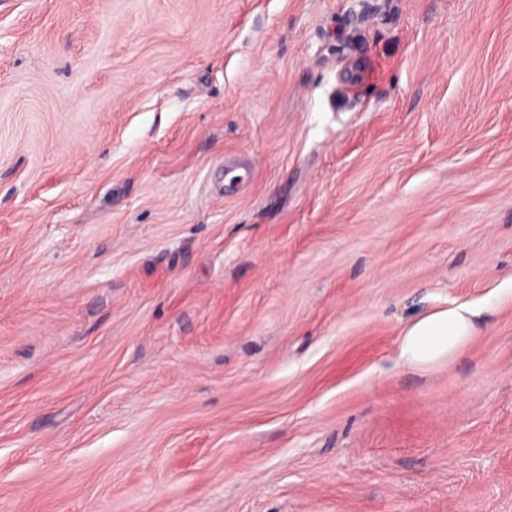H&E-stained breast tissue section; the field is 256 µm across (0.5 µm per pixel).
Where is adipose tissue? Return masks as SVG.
<instances>
[{
  "instance_id": "1",
  "label": "adipose tissue",
  "mask_w": 512,
  "mask_h": 512,
  "mask_svg": "<svg viewBox=\"0 0 512 512\" xmlns=\"http://www.w3.org/2000/svg\"><path fill=\"white\" fill-rule=\"evenodd\" d=\"M479 313L473 304L458 303L421 317L402 336L400 360L412 367H428L452 357L471 340Z\"/></svg>"
}]
</instances>
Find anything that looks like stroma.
<instances>
[{"label": "stroma", "instance_id": "obj_1", "mask_svg": "<svg viewBox=\"0 0 512 512\" xmlns=\"http://www.w3.org/2000/svg\"><path fill=\"white\" fill-rule=\"evenodd\" d=\"M510 286L512 0H0V512H512ZM479 314L473 304L454 303L421 317L404 331L399 359L411 367H428L452 357L471 340Z\"/></svg>", "mask_w": 512, "mask_h": 512}]
</instances>
